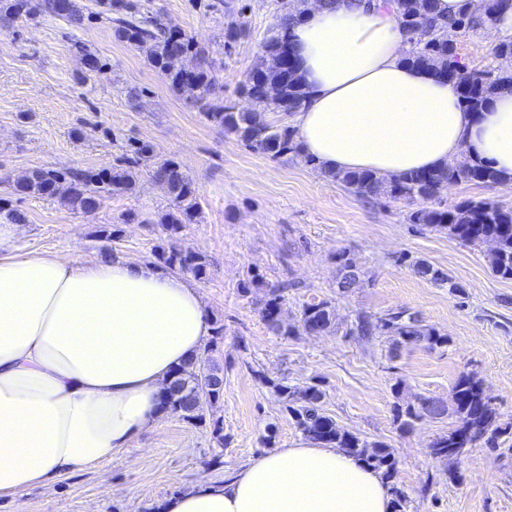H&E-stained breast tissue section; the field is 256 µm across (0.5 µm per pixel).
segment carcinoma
I'll list each match as a JSON object with an SVG mask.
<instances>
[{"label": "carcinoma", "mask_w": 512, "mask_h": 512, "mask_svg": "<svg viewBox=\"0 0 512 512\" xmlns=\"http://www.w3.org/2000/svg\"><path fill=\"white\" fill-rule=\"evenodd\" d=\"M100 13H115V37L139 48H147L150 64L160 71L170 86L186 95L189 104L215 125L224 128V134L237 137L243 145L272 158L288 154L303 155L295 130L289 125H273L265 118L268 111L291 114L305 105L306 91L296 75L295 66H288L285 57L291 56L288 44L290 21L309 9L313 0H296L295 10L279 19L271 35L262 43L259 63L246 76L241 91L255 109L237 112L232 106L213 105L216 79L209 51L169 26L158 13L143 12L133 0H95ZM405 29L421 30L425 36L413 40L402 61L412 67L433 71L439 77L464 87L461 100L466 109L478 112L497 93L512 90V69L491 68L480 73H469L458 61L454 37L477 31L497 18L512 12V0H484L482 12L464 10L454 18H446L435 8V0H392L386 6ZM86 7L80 0H0V16L4 20L34 19L50 16L71 24L84 21ZM195 58L193 70L182 65L185 57ZM134 157L127 158L110 168L100 170L62 171L34 169L18 177L13 192L18 196L37 194L58 198L71 210L91 213L103 199L133 190L135 180L128 166L151 164L154 180L164 186L169 198V210L159 218V224L169 235L179 233L184 225L195 220L199 211L198 192L193 180L172 158L157 159L154 149L138 143ZM323 175L342 183L345 188L362 198L376 200L391 198L422 202L410 212L412 224L448 232V236L468 247H479L491 240L495 248L491 253V270L503 280H512V203L490 199H466L444 207L438 202L437 190L445 184H497L506 177L482 162L469 161L455 166H444L427 172L406 173L384 179L370 171H323ZM156 259L170 270L192 274L197 279L206 277L209 262L205 255L192 249H154ZM342 278L338 287L351 289L359 284L356 265L346 254L339 255ZM420 277L435 283H448L451 291L459 285L447 274L424 260L413 264ZM285 302L284 289L270 287L264 290L263 317L268 326L281 334L292 328L282 318ZM336 313L328 300L308 303L301 310L303 330L320 334L335 328ZM358 331L364 336L392 337L393 350L408 343H425L429 347L447 343V338L435 328L424 325L405 310L388 313L374 320L361 317ZM223 327L214 328L213 340L200 353L180 366L163 389L161 409L168 415L178 416L195 424L205 423L204 408L198 400L201 387H209V401L219 402L224 395V377L220 369L206 366L208 353L214 350ZM266 384L283 399L284 410L296 427L309 439L325 445H334L361 457L382 472L390 486L396 504L395 512H402L406 494L397 481V461L382 442L368 443L354 433L336 424L322 408L323 392L309 386L295 390L282 383L266 380ZM452 405L425 397L419 409L408 408L405 415H397L402 430L424 416L442 418L455 416L448 431L431 442L437 457H453L467 445L478 440L489 448L501 447V438L512 435V423L503 422L490 400L484 394L482 382L472 373L460 374L452 386Z\"/></svg>", "instance_id": "1"}]
</instances>
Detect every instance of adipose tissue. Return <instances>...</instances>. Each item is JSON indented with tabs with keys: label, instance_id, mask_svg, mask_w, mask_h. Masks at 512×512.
I'll use <instances>...</instances> for the list:
<instances>
[{
	"label": "adipose tissue",
	"instance_id": "ef3b65f1",
	"mask_svg": "<svg viewBox=\"0 0 512 512\" xmlns=\"http://www.w3.org/2000/svg\"><path fill=\"white\" fill-rule=\"evenodd\" d=\"M308 93L292 124L330 171L393 178L460 158L512 176V92L479 112L403 63L407 36L363 0L309 8L288 31ZM0 214V498L99 467L153 426L162 385L212 332L197 285L155 263L16 253ZM163 512H394L381 473L299 441L171 496Z\"/></svg>",
	"mask_w": 512,
	"mask_h": 512
}]
</instances>
